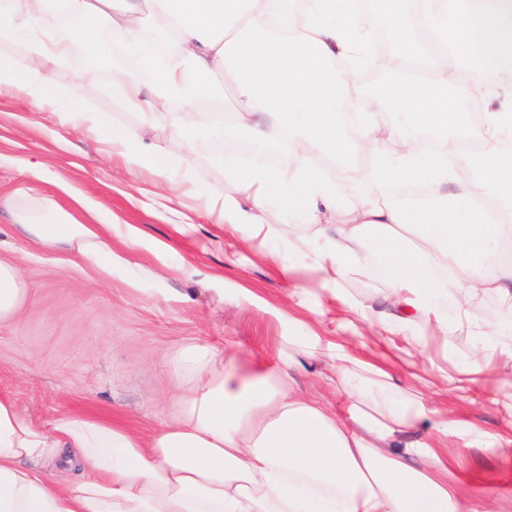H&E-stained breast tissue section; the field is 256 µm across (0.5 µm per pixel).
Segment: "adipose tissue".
I'll use <instances>...</instances> for the list:
<instances>
[{
  "label": "adipose tissue",
  "mask_w": 512,
  "mask_h": 512,
  "mask_svg": "<svg viewBox=\"0 0 512 512\" xmlns=\"http://www.w3.org/2000/svg\"><path fill=\"white\" fill-rule=\"evenodd\" d=\"M360 11L355 0H14L0 21V41L39 29L46 14L63 11L84 31L105 29L112 46L133 62L120 72L117 94L140 110L142 127L111 136L112 151L129 164L162 170L172 163L160 146L145 144L157 112L173 114L171 132L190 149L231 140L270 164H241L217 153L229 176L223 219L255 235L276 234L265 218L278 198L316 228L317 247L290 241L309 256L324 282L340 284L374 250L391 286L382 305L348 301V308L385 345L403 337L400 352L418 363L415 382L393 383L342 345L305 337L277 372L264 362L243 374L232 351L185 349L178 361L184 385L176 411L149 439L118 425L65 413L50 427L34 424L18 402L0 397V512H487L477 494L448 479L434 447L454 436L465 447L503 442L498 433L472 435L437 418L429 392L463 397V379L426 353L416 320L434 318L448 333L432 296L448 293L459 324L473 325L476 298L495 292L512 300V259L500 249L512 233V0H376ZM178 37L164 56L143 36L145 17ZM384 19L391 55L409 68L369 109L355 113V134L337 118V62L356 81L369 69L389 72L372 50ZM65 51L58 40L33 42L25 59L0 64V93L20 92L31 106L47 100L46 65ZM240 98L232 123L207 105L220 101L216 72ZM496 101L473 123L461 98ZM405 115L399 129L386 115ZM491 172L471 175L467 142ZM372 195L349 198L345 187L361 158ZM427 186L440 205L412 208L400 189ZM30 242L74 252L106 268L125 267L112 250V227L84 224L50 199L27 206L0 203ZM27 290L17 264L0 261V320L14 317ZM321 363L352 398L348 417L294 387L292 369ZM89 468L90 476L59 484L47 467Z\"/></svg>",
  "instance_id": "ef3b65f1"
}]
</instances>
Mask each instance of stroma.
<instances>
[{
  "label": "stroma",
  "instance_id": "1",
  "mask_svg": "<svg viewBox=\"0 0 512 512\" xmlns=\"http://www.w3.org/2000/svg\"><path fill=\"white\" fill-rule=\"evenodd\" d=\"M81 68L61 61L50 69L51 87L77 88L73 98L51 96L40 109L23 94L0 96V198H52L76 211L86 224H130L135 238L112 237L114 253L126 267L103 264L75 253L31 244L15 233L0 209V260L17 263L27 299L15 317L0 321V395L13 397L32 421L50 424L78 413L126 426L149 436L167 420L178 382L170 363L199 343L215 352L234 350L241 364L261 353L269 367L280 366L291 336H318L351 345L364 360L387 371L395 383L408 382L411 369L379 342L374 331L353 336L343 298L381 303L387 280L367 267L340 286L305 291V259L284 251V239L312 235L309 225L289 219L278 200L266 212L280 234L252 238L248 227L230 229L206 198H223L224 169L188 152L171 134L165 113L153 119L151 139L174 159L157 172L109 157L112 131L138 128L139 112L124 108L110 81L80 82ZM90 109L102 127L80 113ZM45 164L35 173L33 163ZM87 210H76L73 193ZM190 225L187 234L178 225ZM486 371L474 401L435 399L437 411L485 432L511 426L485 406L483 395L497 379L512 375V319L485 321ZM476 339L449 327L447 339H430L427 352L449 372L462 369ZM300 390L347 413L348 395L328 382L320 366L296 373ZM438 453L460 485L488 498L491 512H512V445L466 448L453 438L439 441Z\"/></svg>",
  "mask_w": 512,
  "mask_h": 512
}]
</instances>
